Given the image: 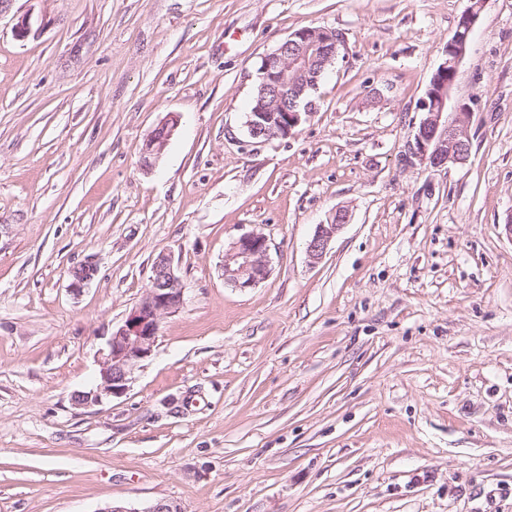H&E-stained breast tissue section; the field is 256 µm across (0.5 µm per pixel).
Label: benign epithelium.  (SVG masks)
Segmentation results:
<instances>
[{"mask_svg":"<svg viewBox=\"0 0 512 512\" xmlns=\"http://www.w3.org/2000/svg\"><path fill=\"white\" fill-rule=\"evenodd\" d=\"M483 0H471L457 23L455 36L449 41L445 59L434 71L421 101L425 118L409 144L412 157L438 168L463 163L470 150L465 139L471 119L468 107L458 106L448 112L451 93L460 72L473 32L481 13ZM345 46L336 40L331 28L303 27L290 33L272 52L264 55L258 68L261 95L253 110L247 113L246 125L252 138L269 141L286 138L313 112L309 101L300 105L305 91L314 86L326 66L333 65ZM300 77L297 84L288 82V71ZM177 125L171 115L157 126L145 142L142 165L153 166L162 154ZM344 216L336 215L334 224H318L307 245L310 258L319 259L328 243L343 227ZM268 238L261 233H248L238 238L224 252V283L238 289L253 288L270 272L267 254ZM98 275V267L85 261L70 271V289L80 292ZM183 303L181 278L171 256L162 254L156 260L149 287L139 303L130 311L124 324L112 332L105 350L98 358V383L88 392L75 394L82 406L97 404L104 398L126 393L133 382L137 365L149 358L155 346L163 316L176 312ZM97 512H181L177 504L159 501L140 511L129 504H107Z\"/></svg>","mask_w":512,"mask_h":512,"instance_id":"benign-epithelium-1","label":"benign epithelium"}]
</instances>
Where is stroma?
<instances>
[{"instance_id":"obj_1","label":"stroma","mask_w":512,"mask_h":512,"mask_svg":"<svg viewBox=\"0 0 512 512\" xmlns=\"http://www.w3.org/2000/svg\"><path fill=\"white\" fill-rule=\"evenodd\" d=\"M469 5L0 0V512H512V0L452 91L468 160L409 156ZM306 26L346 48L293 134L253 139L258 64ZM250 232L270 274L242 291ZM162 253L182 307L126 393L76 405ZM176 125V116L171 115L147 136L142 157L143 167L150 168L153 166L155 160L166 148ZM343 216H336V224H320L316 226L315 232L307 245V252L310 258L320 259L325 252L328 243L336 233L343 227ZM268 238L261 233H248L238 238L224 252V282L238 289L253 288L270 272L267 254ZM98 275V267L92 261H85L73 266L70 271V289L73 292H80L83 288L92 283Z\"/></svg>"}]
</instances>
